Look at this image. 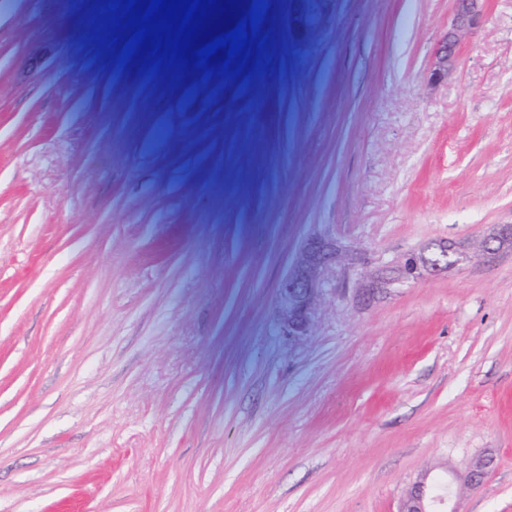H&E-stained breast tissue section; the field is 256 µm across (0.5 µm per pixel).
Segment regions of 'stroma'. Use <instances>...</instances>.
Here are the masks:
<instances>
[{"label": "stroma", "mask_w": 512, "mask_h": 512, "mask_svg": "<svg viewBox=\"0 0 512 512\" xmlns=\"http://www.w3.org/2000/svg\"><path fill=\"white\" fill-rule=\"evenodd\" d=\"M249 81L139 67L96 0H0V512H512V248L371 305L313 232L394 263L512 224V0L433 81L455 0H267ZM480 487L467 480L480 458ZM367 268L372 263L362 251L344 248L334 238L312 236L302 244L296 261L279 289V324L288 336H304L329 286L336 266ZM428 486L424 482H419L414 487L409 497L403 503L401 512H429V508L434 503V497H428Z\"/></svg>", "instance_id": "obj_1"}]
</instances>
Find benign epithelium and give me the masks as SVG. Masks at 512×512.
Returning <instances> with one entry per match:
<instances>
[{
	"label": "benign epithelium",
	"mask_w": 512,
	"mask_h": 512,
	"mask_svg": "<svg viewBox=\"0 0 512 512\" xmlns=\"http://www.w3.org/2000/svg\"><path fill=\"white\" fill-rule=\"evenodd\" d=\"M456 14L451 27L440 39L435 53L432 77H448L456 62L458 32L481 26L488 12L489 0H456ZM512 248V224H501L496 232L482 241L483 252L495 255ZM468 260L448 241L432 243L408 253L397 263L377 266L358 283L355 297L363 305L379 299L396 285H407L456 268ZM367 268L371 261L361 251L344 248L334 238L312 236L302 244L296 261L279 289V324L290 336H304L314 320L315 312L329 286V275L336 266ZM428 486L417 483L403 503L401 512H429L434 498L427 494Z\"/></svg>",
	"instance_id": "7a95c632"
}]
</instances>
